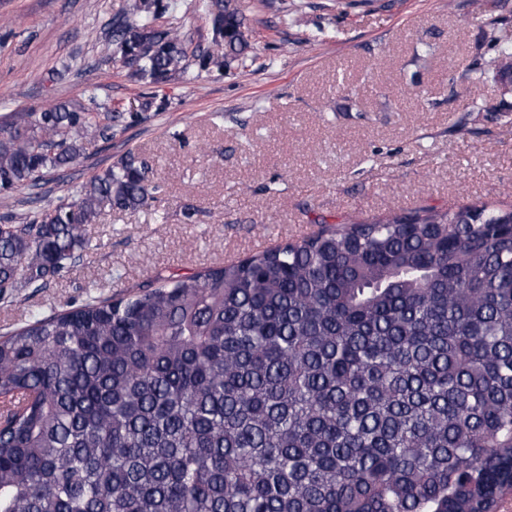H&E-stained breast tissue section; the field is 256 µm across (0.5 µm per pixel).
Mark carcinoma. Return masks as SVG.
I'll use <instances>...</instances> for the list:
<instances>
[{
    "label": "carcinoma",
    "instance_id": "1",
    "mask_svg": "<svg viewBox=\"0 0 512 512\" xmlns=\"http://www.w3.org/2000/svg\"><path fill=\"white\" fill-rule=\"evenodd\" d=\"M164 0H132L105 60L185 74ZM202 71L252 52L239 0H201ZM476 78L512 92V33ZM112 113L0 126V189L37 188ZM128 156L0 223V303L47 288L105 210L151 206ZM512 484V204L326 227L128 297H88L0 336V512H493Z\"/></svg>",
    "mask_w": 512,
    "mask_h": 512
}]
</instances>
